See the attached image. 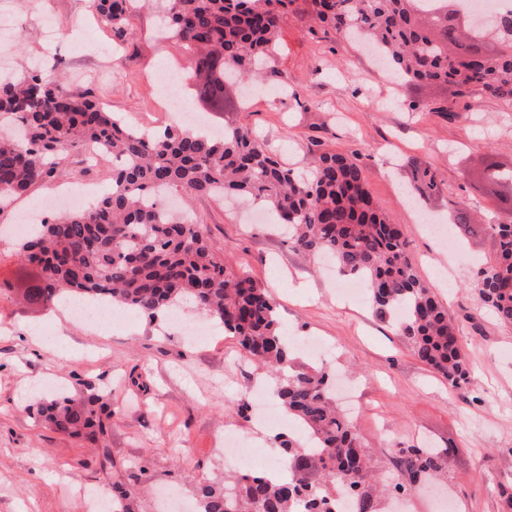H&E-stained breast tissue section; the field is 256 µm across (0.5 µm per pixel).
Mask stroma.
Segmentation results:
<instances>
[{
	"label": "stroma",
	"mask_w": 512,
	"mask_h": 512,
	"mask_svg": "<svg viewBox=\"0 0 512 512\" xmlns=\"http://www.w3.org/2000/svg\"><path fill=\"white\" fill-rule=\"evenodd\" d=\"M75 16L80 25L64 29ZM48 24L62 31L57 54L67 81L84 83L141 125L172 124L158 77L172 62L191 75L194 58L158 38L164 19L156 7L132 12L133 36L122 41L98 24L89 0H17L7 38L19 42L18 60L43 56ZM309 25L308 0H295L262 80L250 88L228 84L224 111H204L194 100L189 106L213 128L252 126L269 152L299 170L320 146L360 150L373 200L402 224L418 276L458 327L469 384L452 387L423 364L369 303L340 302L332 268L293 250L276 226L253 221L246 206L186 194L176 204L222 247L226 264L272 294L288 335L323 342L324 354L308 364L349 373L367 405L353 422L383 475L393 473L398 449L447 453L442 479L413 487L401 512H502L500 492L512 484V327L481 305L473 283L495 250L490 224L512 221V211L473 170L488 153L512 160V105L475 97L452 116L407 111L412 100L456 101L457 88L401 87L358 44L310 39ZM411 158L432 168L438 193L415 197ZM460 205L484 214V223H449ZM17 251V240L0 238V512H94L90 493L111 498L116 484L132 490L136 512H160L169 493L195 501L200 485L243 470L224 454L228 430L246 439L254 465L280 461L278 446L260 442L270 433L294 434L297 426L279 419L260 427L239 414V400L270 377L243 359L233 337L217 329L194 339L133 310L118 322H77L61 305L38 310L23 297L38 275L21 265ZM134 376L140 387L131 386ZM30 387L43 400L76 401L111 389L106 448L36 419L22 399ZM106 449L108 470L101 467Z\"/></svg>",
	"instance_id": "obj_1"
}]
</instances>
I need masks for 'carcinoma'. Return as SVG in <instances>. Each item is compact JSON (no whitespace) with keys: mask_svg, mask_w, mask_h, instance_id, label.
<instances>
[{"mask_svg":"<svg viewBox=\"0 0 512 512\" xmlns=\"http://www.w3.org/2000/svg\"><path fill=\"white\" fill-rule=\"evenodd\" d=\"M165 37L195 53L191 93L212 96L208 65L221 62L224 80L252 78L278 50L294 0H165ZM97 20L119 37L135 0H92ZM325 33L366 38L404 85L446 82L461 97L480 90L512 102V15L498 19L504 50L472 61L482 32L448 23V0L420 11L419 0H311ZM61 62L0 77V127L18 123L20 136L0 133V198L20 199L67 173L74 153L89 147L112 160L109 190L87 208L57 215L23 235L19 254L39 282L27 301L49 308L73 300L107 302L150 319L188 303L235 337L241 349L275 376L277 397L302 427L282 437L288 477L227 475L198 489L200 512H345L337 491L353 496L350 512H380L381 485L372 455L351 421L337 410L330 372L299 363L284 336L270 294L247 274L224 266L222 249L203 226L172 210L169 193L248 198L288 228L299 252L325 253L339 274L365 284L375 314L388 319L418 359L457 387L470 367L448 311L418 277L404 232L380 210L366 186L360 154L325 150L303 177L278 161L255 131L240 125L223 135L179 125L138 130L95 98L90 88L63 82ZM413 188L439 191L428 166L412 165ZM492 182L512 183V167L483 162ZM496 250L479 268L476 290L497 320L512 326V224H492ZM109 393L73 402L54 398L39 414L57 431L95 441L107 433ZM414 483L442 474L446 457L432 448H401L395 465Z\"/></svg>","mask_w":512,"mask_h":512,"instance_id":"cac0c4a2","label":"carcinoma"}]
</instances>
